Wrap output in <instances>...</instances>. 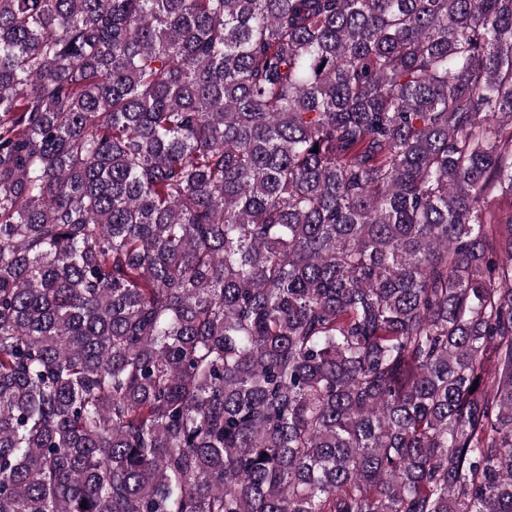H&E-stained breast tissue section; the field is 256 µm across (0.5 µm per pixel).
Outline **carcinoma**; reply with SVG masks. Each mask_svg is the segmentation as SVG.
Wrapping results in <instances>:
<instances>
[{
  "label": "carcinoma",
  "mask_w": 512,
  "mask_h": 512,
  "mask_svg": "<svg viewBox=\"0 0 512 512\" xmlns=\"http://www.w3.org/2000/svg\"><path fill=\"white\" fill-rule=\"evenodd\" d=\"M0 512H512V0H0Z\"/></svg>",
  "instance_id": "carcinoma-1"
}]
</instances>
